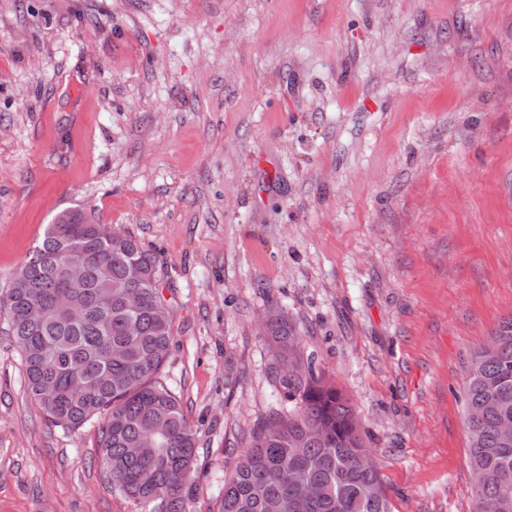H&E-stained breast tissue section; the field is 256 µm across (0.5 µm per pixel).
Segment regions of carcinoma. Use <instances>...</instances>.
I'll return each mask as SVG.
<instances>
[{"instance_id": "cac0c4a2", "label": "carcinoma", "mask_w": 512, "mask_h": 512, "mask_svg": "<svg viewBox=\"0 0 512 512\" xmlns=\"http://www.w3.org/2000/svg\"><path fill=\"white\" fill-rule=\"evenodd\" d=\"M54 220L0 298L20 353L27 389L44 417L74 432L95 419L98 464L112 489L141 512H190L187 485L195 470V433L179 397L162 378L173 341L172 313L162 296L155 253L129 233L93 224L84 213ZM64 251L86 275L65 289ZM83 313L72 320L55 298ZM268 352L288 362V375L268 365L288 413L269 415L224 479L221 512H389L377 470L349 400L296 348L288 315L262 321ZM467 454L480 474L476 512H512V318L470 360L465 381Z\"/></svg>"}]
</instances>
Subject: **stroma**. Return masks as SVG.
<instances>
[{
    "label": "stroma",
    "instance_id": "1",
    "mask_svg": "<svg viewBox=\"0 0 512 512\" xmlns=\"http://www.w3.org/2000/svg\"><path fill=\"white\" fill-rule=\"evenodd\" d=\"M164 270L192 512L276 405L288 313L390 512H474L463 389L512 317V0H0V294L62 210ZM0 316V512H137Z\"/></svg>",
    "mask_w": 512,
    "mask_h": 512
}]
</instances>
